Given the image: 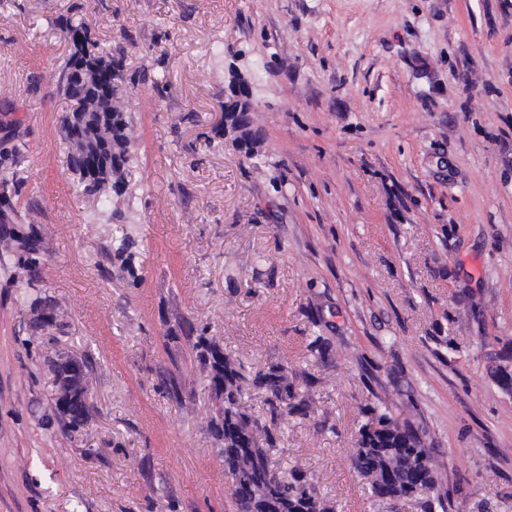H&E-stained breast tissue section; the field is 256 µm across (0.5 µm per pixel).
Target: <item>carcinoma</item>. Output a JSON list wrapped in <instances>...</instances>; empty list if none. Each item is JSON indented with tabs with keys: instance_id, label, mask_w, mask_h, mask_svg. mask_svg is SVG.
I'll list each match as a JSON object with an SVG mask.
<instances>
[{
	"instance_id": "carcinoma-1",
	"label": "carcinoma",
	"mask_w": 512,
	"mask_h": 512,
	"mask_svg": "<svg viewBox=\"0 0 512 512\" xmlns=\"http://www.w3.org/2000/svg\"><path fill=\"white\" fill-rule=\"evenodd\" d=\"M59 28L71 43L63 63L52 73L55 90L70 104L61 117L60 130L69 143V165L77 187L95 203L89 223L98 224L123 216L120 199L124 188L119 183L125 181L134 158L133 118L114 92V83L126 79L122 66L124 49L99 47L90 38V25L81 19L73 22L67 18ZM75 62L86 69L94 89L85 90L70 83L68 73ZM24 161L18 134L0 140V262L10 261L12 278L31 285L38 276L40 256L46 246L34 224L37 207L29 202L21 212L13 203L26 190L27 181L20 176ZM137 247L138 241L131 237L112 244L113 256L122 260L128 272ZM33 305L44 321L52 320L65 307L56 298L42 297L34 299ZM194 348L215 400L222 403L210 419V429L224 441L219 454L231 480L230 495L238 512H329L316 484L302 468H293L287 476L270 461L269 452L277 442L273 430L284 415L281 404L291 400L293 411L305 416L312 411L310 394L299 395L288 383V367L271 366L250 379L244 374L239 357L221 351L213 338L198 334ZM309 348L325 363L342 358L331 343L319 336L309 343ZM78 379L80 386L73 391L70 403L59 410L64 423L74 429L81 427L88 415L85 391L89 373L84 364ZM248 381L268 394L267 424L242 411L243 384ZM359 410L364 422L357 431L350 465L367 480L372 494L389 512H398L406 501L429 493L431 498L424 501L423 512H432L436 507L447 512V495L443 492L446 479L433 448L426 442V432L408 418L400 417L395 405L367 402L359 405Z\"/></svg>"
}]
</instances>
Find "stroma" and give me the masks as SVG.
<instances>
[{
    "instance_id": "obj_1",
    "label": "stroma",
    "mask_w": 512,
    "mask_h": 512,
    "mask_svg": "<svg viewBox=\"0 0 512 512\" xmlns=\"http://www.w3.org/2000/svg\"><path fill=\"white\" fill-rule=\"evenodd\" d=\"M64 18L126 48L121 221L86 223L68 166L47 81ZM235 71L253 158L224 137ZM1 87L47 251L31 286L0 266V512H235L192 325L246 375L283 364L311 392L272 461L335 512H386L349 462L377 397L426 430L448 512H512V393L490 375L512 353V0H5ZM125 234L135 286L106 255ZM30 288L66 301L56 323L36 326ZM318 335L339 366L311 355ZM63 356L92 369L76 430ZM225 98H230L232 101H240L239 108L236 112L234 111L237 108V103L233 102L229 104L227 101L225 109H227L228 112H224V114H228V120H231L232 122L241 121L250 124L248 112H253L254 107L249 80L239 73H234L231 76L227 89L225 90L224 100Z\"/></svg>"
}]
</instances>
